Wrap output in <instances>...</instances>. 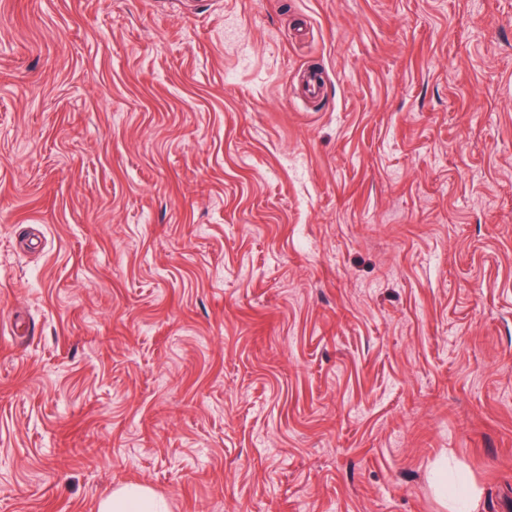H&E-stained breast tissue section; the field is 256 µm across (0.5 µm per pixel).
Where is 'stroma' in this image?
I'll use <instances>...</instances> for the list:
<instances>
[{
    "mask_svg": "<svg viewBox=\"0 0 512 512\" xmlns=\"http://www.w3.org/2000/svg\"><path fill=\"white\" fill-rule=\"evenodd\" d=\"M442 468L512 512V0H0V512Z\"/></svg>",
    "mask_w": 512,
    "mask_h": 512,
    "instance_id": "1",
    "label": "stroma"
}]
</instances>
